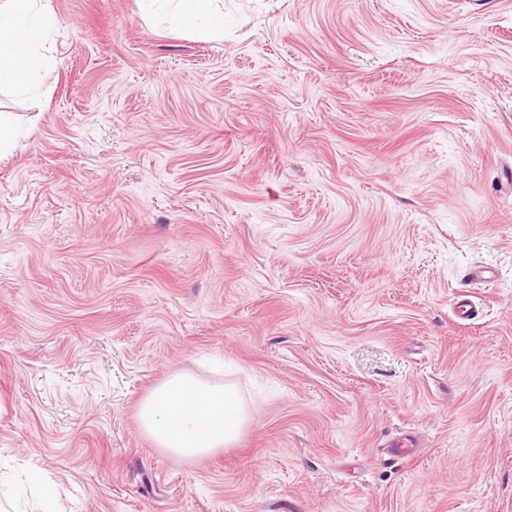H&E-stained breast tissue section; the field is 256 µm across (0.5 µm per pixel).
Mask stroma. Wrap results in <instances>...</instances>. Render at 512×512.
Masks as SVG:
<instances>
[{"mask_svg": "<svg viewBox=\"0 0 512 512\" xmlns=\"http://www.w3.org/2000/svg\"><path fill=\"white\" fill-rule=\"evenodd\" d=\"M49 5L42 94L0 92V472L58 512H512V0H224L220 40ZM179 370L237 386V447L140 433ZM28 482L33 490L38 494L39 507L43 509L41 512H55L53 492L46 479L37 471H31L28 474Z\"/></svg>", "mask_w": 512, "mask_h": 512, "instance_id": "1", "label": "stroma"}]
</instances>
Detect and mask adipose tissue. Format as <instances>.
<instances>
[{
  "label": "adipose tissue",
  "mask_w": 512,
  "mask_h": 512,
  "mask_svg": "<svg viewBox=\"0 0 512 512\" xmlns=\"http://www.w3.org/2000/svg\"><path fill=\"white\" fill-rule=\"evenodd\" d=\"M144 20L224 35V0H139ZM57 25L46 0H0V89L34 95L53 69L43 52ZM250 421L235 385L193 373L168 374L142 399L138 425L155 447L180 460H196L235 446Z\"/></svg>",
  "instance_id": "obj_1"
}]
</instances>
